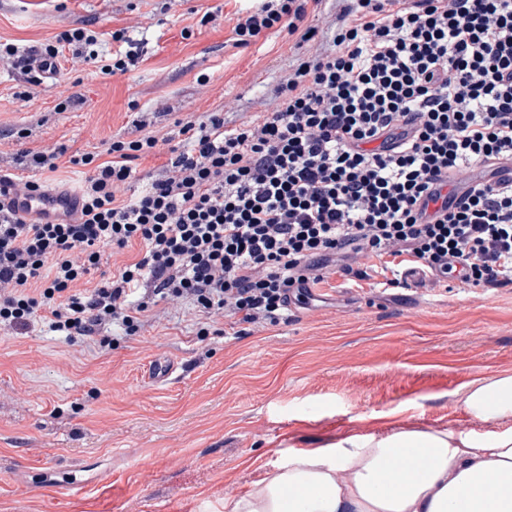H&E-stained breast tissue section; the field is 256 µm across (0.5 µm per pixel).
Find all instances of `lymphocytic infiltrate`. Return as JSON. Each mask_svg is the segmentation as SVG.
Here are the masks:
<instances>
[{"label":"lymphocytic infiltrate","mask_w":512,"mask_h":512,"mask_svg":"<svg viewBox=\"0 0 512 512\" xmlns=\"http://www.w3.org/2000/svg\"><path fill=\"white\" fill-rule=\"evenodd\" d=\"M307 2L261 0L235 27L243 45L278 25L309 44L273 104L234 127L219 112L178 121L179 144L140 193L127 192L132 163L156 151L153 135L70 156L84 184L51 218L17 211L45 185L0 177V324L108 348L107 323L128 336L144 327L150 305L135 295L147 281L157 300L190 305L205 336L221 311L277 321L290 288L320 282L333 256L352 272L363 253H405L467 285L512 283V0H349L319 44ZM111 37L109 55L83 26L35 54L0 42V65L35 87L37 56L54 72L64 58L105 77L135 69L139 43L123 28ZM473 164L491 180L443 193ZM135 241L138 261L83 288L103 248Z\"/></svg>","instance_id":"1"}]
</instances>
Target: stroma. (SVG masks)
<instances>
[{"instance_id": "stroma-1", "label": "stroma", "mask_w": 512, "mask_h": 512, "mask_svg": "<svg viewBox=\"0 0 512 512\" xmlns=\"http://www.w3.org/2000/svg\"><path fill=\"white\" fill-rule=\"evenodd\" d=\"M250 7L0 0V40L23 48L77 24L130 26L146 44L137 68L108 78L87 65L32 88L0 68V172L68 191L79 169L34 171L25 151L97 152L112 139L172 137L179 119L221 111L237 125L262 111L300 37L275 27L238 45L234 27ZM202 74L208 85L198 84ZM72 94L78 102L56 111ZM228 99L236 111H225ZM14 126L27 138L8 137ZM357 267L362 277L328 267L315 301L278 322L218 315L204 337L191 310L164 302L139 335L105 353L39 324L0 326V512H224L289 458L349 433L496 430L468 415L463 396L473 381L512 374V284L430 277L392 288L384 259L365 255ZM62 469L84 486L57 493Z\"/></svg>"}]
</instances>
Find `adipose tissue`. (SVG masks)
I'll return each mask as SVG.
<instances>
[{
    "instance_id": "1",
    "label": "adipose tissue",
    "mask_w": 512,
    "mask_h": 512,
    "mask_svg": "<svg viewBox=\"0 0 512 512\" xmlns=\"http://www.w3.org/2000/svg\"><path fill=\"white\" fill-rule=\"evenodd\" d=\"M463 404L503 429L349 435L289 459L226 512H512V374L472 382Z\"/></svg>"
}]
</instances>
